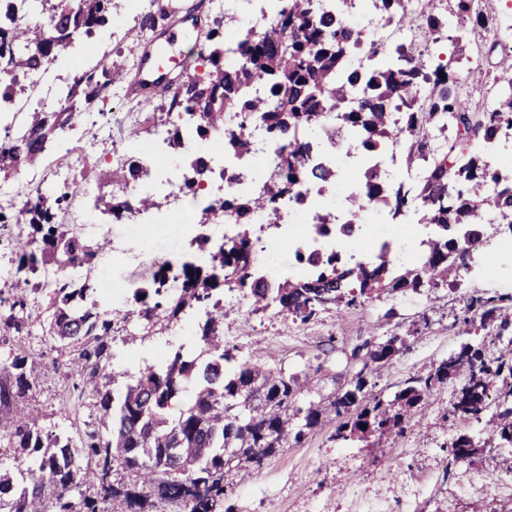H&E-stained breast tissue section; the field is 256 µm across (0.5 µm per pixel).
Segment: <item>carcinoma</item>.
<instances>
[{
  "mask_svg": "<svg viewBox=\"0 0 512 512\" xmlns=\"http://www.w3.org/2000/svg\"><path fill=\"white\" fill-rule=\"evenodd\" d=\"M320 10L316 0H285L274 21L242 31L236 60L226 59L224 30L206 35L200 55L210 64L206 80L182 81L168 103L177 113L167 148L184 149V136L208 140L218 132L235 157L249 152L251 131L260 125L270 139L288 143V156L264 192L250 199L224 200L221 208L243 220L251 213L276 210L301 182L331 183L335 176L321 165L310 136L338 143L352 140L361 159L358 189L347 194V231L354 234L371 205L397 221L413 214L417 223L433 227L421 241L423 252L412 266L398 267L384 243L369 259L353 260L340 251L309 260V273L292 279L267 281L251 269L253 241L248 232L220 243L196 238L209 263L183 266V287L169 296L163 291L167 269L159 266L135 299L132 312L160 328L179 319L185 308L207 307L201 325V352L191 357L178 349L158 370L149 367L117 397L99 380L109 376L114 327L128 314L101 312L92 299L88 270L100 245H88L63 223L67 199L77 188L43 189L31 194L22 211L24 223L11 252V276L0 280V343L11 344L0 360V439L27 456L29 466L17 474L0 472V512H105L119 501L128 512H235L228 502L226 476L235 468L259 466L281 449L302 444L332 415L339 419L334 438L352 435L380 438L398 435L418 407L445 384L459 388L451 413L477 418L487 408L491 382L500 383L489 440L512 447V330L498 354L482 344L464 342L448 358L407 379L386 399L373 390L370 376L408 347L356 346L350 357L362 367L338 390L319 401L299 405L307 378L247 360L228 371L230 350L224 347V306L218 293L234 285L249 291L255 309L276 307L305 323L321 311L356 308L383 295L432 288L456 289L460 271L468 269L469 245L485 233L491 212L512 210V168L504 173L483 154L493 152L512 130V56L497 62L495 96L490 103L460 100L450 88L446 68L430 69L419 46H385L370 38L353 21L347 0ZM425 0L421 19L430 33L448 27L455 18L454 45L470 41L485 25L474 0ZM381 16L404 20L412 15V0H373ZM37 18L13 16L15 7L0 12V99L7 102L29 85V76L54 61L77 38L92 37L114 21L112 0H35ZM173 3L142 16L139 33L153 31L158 21L175 11ZM451 14H445V11ZM368 60L357 69L354 57ZM123 68L106 57L80 69L63 89L58 111L35 109L25 113L21 128L0 141V176L8 178L42 158L50 144L72 129L76 112L105 103ZM264 85L268 95L254 89ZM403 143L402 163L419 170V181L391 182L381 168L388 149ZM209 163L197 155L184 159L183 189L197 199ZM150 174L132 156L122 170H106L99 177L128 185ZM116 220L132 218L161 202L152 195L98 196ZM49 297L53 309L45 333L66 356L65 366L75 379L73 393L62 400L68 408L87 394L94 398L98 426L72 439L44 431L30 409L40 385V360L19 344L31 335L40 316L36 300ZM461 333L490 329L503 335L512 326V294L472 293ZM236 448L234 460L224 449ZM484 448L467 434L448 441V455L474 461ZM124 472L127 479L114 475ZM91 485L92 496L81 489Z\"/></svg>",
  "mask_w": 512,
  "mask_h": 512,
  "instance_id": "obj_1",
  "label": "carcinoma"
}]
</instances>
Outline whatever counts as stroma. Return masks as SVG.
Listing matches in <instances>:
<instances>
[{"mask_svg": "<svg viewBox=\"0 0 512 512\" xmlns=\"http://www.w3.org/2000/svg\"><path fill=\"white\" fill-rule=\"evenodd\" d=\"M479 8L489 22V36L459 47L445 36L429 48L433 63L446 65L469 101L488 99L494 93L491 81L478 83L471 77L478 66L494 72L498 57L489 51L491 42L512 51V0H481ZM128 10L126 27L119 34L107 30L75 41L52 65V73L67 78L89 57L108 56L119 64L138 60L142 44L132 40L129 31L137 27L141 13L134 7ZM134 109L150 120L162 113L156 99L138 103L126 97L109 98L105 112L80 113L74 150L62 149L42 158L27 167V174L46 188H59L70 180L79 183L81 192L111 194V186L98 183L96 175L111 168L113 155L131 152L133 126L124 116ZM79 211V205H72L64 221L89 242L107 240L91 271L115 289L150 275L179 240L174 224H116L99 213L92 223L83 224ZM461 280V287L453 291L426 287L368 301L340 315L328 310L305 323L272 309L240 307L228 292L224 295V344L240 362L262 359L291 374L309 371L313 386L303 397L316 400L359 370V362L350 357L352 348L415 330L408 350L396 355L376 379L377 391L390 397L406 379L457 351L461 338L454 319L462 314L471 291L512 292V280L494 271L485 277L465 272ZM197 323L187 314L160 331L130 316L112 336L109 389L122 391L145 366L159 365L162 353L187 345ZM26 345L41 356L42 383L33 400L40 427L71 435L93 428L96 415L90 405L75 412L62 408L61 398L71 391L73 380L64 356L40 326L34 327ZM452 400V386L440 388L410 418L402 435L377 448L356 440L333 441L336 423L326 421L300 446L282 449L260 466L229 474L237 512H512V485L501 486L493 480L497 460L512 458V447L499 449L492 460L449 463L443 443L459 434L484 437L486 428L485 421L451 415Z\"/></svg>", "mask_w": 512, "mask_h": 512, "instance_id": "obj_1", "label": "stroma"}]
</instances>
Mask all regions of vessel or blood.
I'll list each match as a JSON object with an SVG mask.
<instances>
[{"instance_id":"1","label":"vessel or blood","mask_w":512,"mask_h":512,"mask_svg":"<svg viewBox=\"0 0 512 512\" xmlns=\"http://www.w3.org/2000/svg\"><path fill=\"white\" fill-rule=\"evenodd\" d=\"M199 27L197 15L190 10L168 17L156 38L146 45L127 85L128 94L140 97L170 92L186 70V62L179 58L177 48Z\"/></svg>"}]
</instances>
